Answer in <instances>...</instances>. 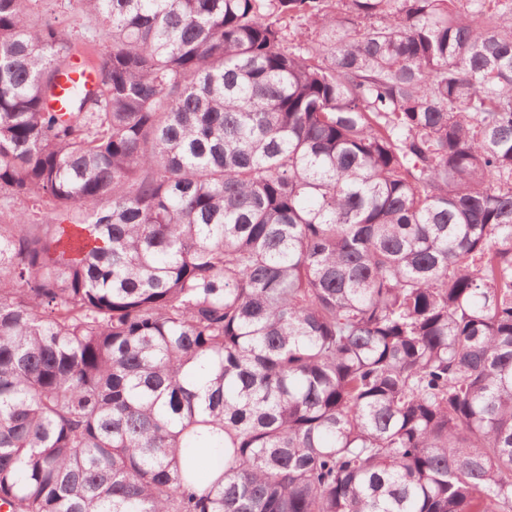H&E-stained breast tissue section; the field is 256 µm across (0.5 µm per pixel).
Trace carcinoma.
<instances>
[{"instance_id":"1","label":"carcinoma","mask_w":512,"mask_h":512,"mask_svg":"<svg viewBox=\"0 0 512 512\" xmlns=\"http://www.w3.org/2000/svg\"><path fill=\"white\" fill-rule=\"evenodd\" d=\"M81 2L0 0V506L512 512V0ZM34 8V16L46 12L52 14L63 35H91L83 28L80 0H40ZM94 75L85 69H72L67 75L62 76L49 100V105L57 112H68L69 110V91L75 85H82L86 90L94 87Z\"/></svg>"}]
</instances>
